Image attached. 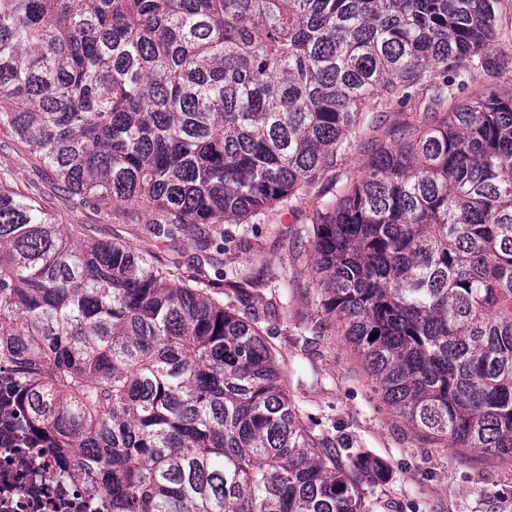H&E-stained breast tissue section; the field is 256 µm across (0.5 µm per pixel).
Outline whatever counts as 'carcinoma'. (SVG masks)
I'll return each instance as SVG.
<instances>
[{"mask_svg":"<svg viewBox=\"0 0 512 512\" xmlns=\"http://www.w3.org/2000/svg\"><path fill=\"white\" fill-rule=\"evenodd\" d=\"M499 3L0 0V131L80 205L200 252L185 274L77 239L0 177V424L112 512H369L386 466L303 416L261 326L281 278L221 291L211 253L250 246L224 225L292 203L369 99L435 69L434 124L316 213L314 305L418 437L512 463V96L457 100Z\"/></svg>","mask_w":512,"mask_h":512,"instance_id":"cac0c4a2","label":"carcinoma"}]
</instances>
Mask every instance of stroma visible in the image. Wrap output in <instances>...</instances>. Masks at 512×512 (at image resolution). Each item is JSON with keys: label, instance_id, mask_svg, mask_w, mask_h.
<instances>
[{"label": "stroma", "instance_id": "obj_1", "mask_svg": "<svg viewBox=\"0 0 512 512\" xmlns=\"http://www.w3.org/2000/svg\"><path fill=\"white\" fill-rule=\"evenodd\" d=\"M492 57L495 69L469 68L459 100L512 94V0H500ZM421 100L418 84L400 100L371 99L367 110L372 126L349 133L348 148L338 154L333 166L317 175L297 202L249 229L250 241L268 254L288 285L287 311L267 312L262 325L281 354L284 379L294 402L339 444L370 452L387 466L388 481L367 490L371 512H512L511 464L455 448L431 447L382 403L358 356L342 337L293 332L298 322L317 316L306 234L316 209L362 176L380 146L393 145L394 130L419 117ZM1 175L15 189L37 193L60 222L79 229L82 239L109 240L117 235L132 248L151 251L162 264L176 255L189 263L196 254L190 236H182L175 248L148 237L147 212L128 220L111 217L104 209L73 207L67 194L57 192L54 173L33 165L3 133Z\"/></svg>", "mask_w": 512, "mask_h": 512}]
</instances>
